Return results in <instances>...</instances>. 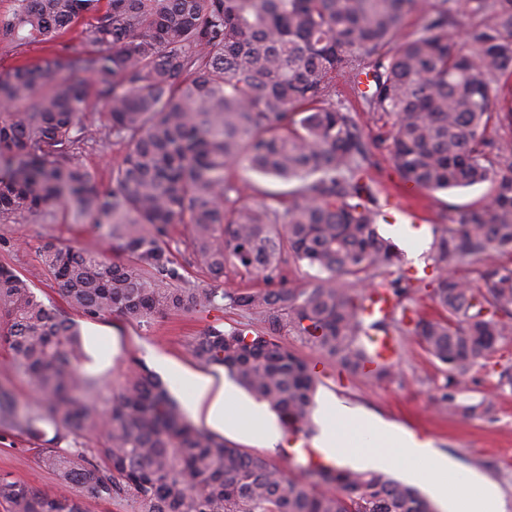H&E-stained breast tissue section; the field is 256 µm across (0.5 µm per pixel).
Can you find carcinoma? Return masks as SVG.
Returning a JSON list of instances; mask_svg holds the SVG:
<instances>
[{
    "label": "carcinoma",
    "instance_id": "obj_1",
    "mask_svg": "<svg viewBox=\"0 0 512 512\" xmlns=\"http://www.w3.org/2000/svg\"><path fill=\"white\" fill-rule=\"evenodd\" d=\"M0 45L50 43L81 27L80 44L37 65L0 74V224L19 219L107 228L127 260L45 242L40 255L67 304L83 316L144 323L173 314L232 309L242 321L209 326L192 352L223 368L294 430H311L316 378L281 341H310L343 371L374 381L394 364L363 371L366 338L402 330L391 312L367 320L353 284L385 289L400 306L412 289L385 276L403 252L379 232L371 151L343 89L366 112L391 118L373 143H389L403 183L421 191L490 181L483 205L462 211L435 238L443 273L438 313L414 334L446 367L439 405L466 419L490 412L457 401L456 388L512 335V158L492 157L494 98L512 78V0H466L480 21L451 48V0H11ZM421 20L400 37L404 16ZM96 50L87 52L83 45ZM110 117L87 122L88 84ZM125 145L101 191L75 162L82 146ZM250 170L298 182L288 207H253ZM188 231L192 252L215 277L230 266L262 277L259 289L192 287L171 248ZM469 259L486 287L451 270ZM319 271L307 288L287 284L289 261ZM0 345L38 393L20 406L0 385V430L40 443L39 464L57 489L0 475L8 512H84L81 494L131 512H433L416 489L376 471L297 460L289 481L268 458L195 427L159 376L134 363L124 388L98 410V380L83 374L77 325L45 305L30 282L0 264ZM53 431L47 437V430ZM93 433L89 447L79 439ZM67 447H61V443Z\"/></svg>",
    "mask_w": 512,
    "mask_h": 512
}]
</instances>
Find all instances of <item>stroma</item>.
Returning a JSON list of instances; mask_svg holds the SVG:
<instances>
[{
  "label": "stroma",
  "mask_w": 512,
  "mask_h": 512,
  "mask_svg": "<svg viewBox=\"0 0 512 512\" xmlns=\"http://www.w3.org/2000/svg\"><path fill=\"white\" fill-rule=\"evenodd\" d=\"M372 187L379 202L399 198L401 178L390 151L379 147L373 151L370 169ZM491 183L467 188L425 192L403 201L404 207L423 212L418 226L419 236L404 231L403 223L381 224V233L403 250L405 257L394 277L416 285L412 299L404 304L407 323L396 335L399 358L391 379L374 382L361 376L341 372L335 363L322 356L309 342L297 336H285L289 348L307 360L316 374L318 387L312 414V433L282 430V443L302 448L305 441L319 442L328 425L327 403H335L367 414L371 420L392 424L431 442L433 447L456 460L464 471L475 472L495 483L500 491L503 512H512V386L501 383L499 372L512 362V336L504 339L496 353L483 359L462 384L459 401L489 403L491 412L481 419L466 420L435 403L443 391L446 374L413 334L411 320L416 315H430L434 303L430 293L440 274L432 254V244L439 231L452 224L459 211L485 201ZM75 245L106 253L113 261L122 254L112 246L106 229L95 225L71 224L63 220L52 223L20 220L0 224V263L13 267L27 278L37 297L54 306L67 318L79 324L81 331L102 328L105 337L102 352L105 366L98 370L101 393L98 407H105L114 393L125 385L133 361L143 362L151 370H159L167 362L168 372H160L171 394L181 407H189L190 388L181 377L182 371L206 372L223 378V369L201 364L191 352L195 336L205 328L234 326L237 316L232 311H210L157 318L139 325L113 316L93 320L71 309L63 300L53 277L41 262L39 251L47 240ZM0 473L33 487H50L54 481L38 463L35 445L22 435L0 436Z\"/></svg>",
  "instance_id": "stroma-1"
}]
</instances>
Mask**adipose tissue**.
<instances>
[{
	"label": "adipose tissue",
	"instance_id": "adipose-tissue-1",
	"mask_svg": "<svg viewBox=\"0 0 512 512\" xmlns=\"http://www.w3.org/2000/svg\"><path fill=\"white\" fill-rule=\"evenodd\" d=\"M184 377L193 389L191 408L200 424L214 430L256 433L277 441L274 426L259 407L242 403L236 412H229L226 401L231 390L205 374L188 371ZM323 446L330 454L342 448L353 449L371 466H388L399 460L426 461L428 469L423 482L431 497L447 512H501L500 493L495 484L458 469L447 457L435 454L428 442L398 428L377 426L359 415L343 413L337 416L335 428L326 430Z\"/></svg>",
	"mask_w": 512,
	"mask_h": 512
}]
</instances>
